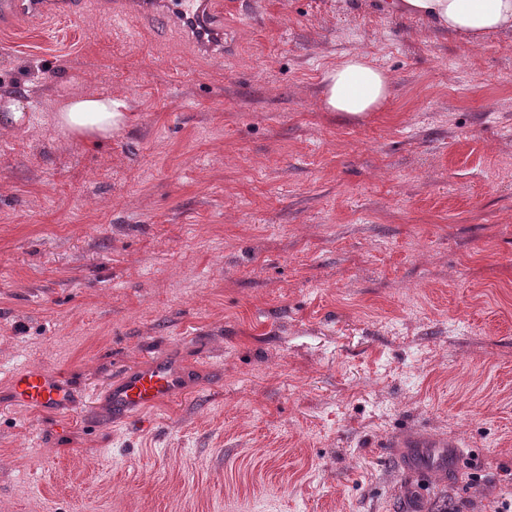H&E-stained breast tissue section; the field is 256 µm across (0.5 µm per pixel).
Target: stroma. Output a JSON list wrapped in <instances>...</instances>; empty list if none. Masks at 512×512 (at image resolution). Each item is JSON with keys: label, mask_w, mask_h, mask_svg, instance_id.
<instances>
[{"label": "stroma", "mask_w": 512, "mask_h": 512, "mask_svg": "<svg viewBox=\"0 0 512 512\" xmlns=\"http://www.w3.org/2000/svg\"><path fill=\"white\" fill-rule=\"evenodd\" d=\"M24 14L0 84V512H489L512 496V33L480 46L370 0H223V58L164 21ZM391 78L321 105L353 52ZM114 94L63 137L56 91ZM164 358L187 391L114 421ZM76 385L15 407L10 374ZM457 441L462 476L404 469ZM323 106L328 112L360 120L376 110L390 92V79L361 53L329 67L322 78ZM53 119L59 131L74 139H104L127 126L128 106L110 94H68L57 97ZM10 389L14 405L22 408L63 414L76 405L73 384L46 370L28 369L13 374Z\"/></svg>", "instance_id": "obj_1"}]
</instances>
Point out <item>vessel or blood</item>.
<instances>
[{"label": "vessel or blood", "mask_w": 512, "mask_h": 512, "mask_svg": "<svg viewBox=\"0 0 512 512\" xmlns=\"http://www.w3.org/2000/svg\"><path fill=\"white\" fill-rule=\"evenodd\" d=\"M58 2L71 20H78L85 11L84 0H0V18L18 12H41ZM215 8L214 0H115L112 19L128 33L137 15L152 13L177 24L202 51L214 53L224 48V33L213 21ZM184 381L177 366L162 361L126 372L108 390L112 409L124 417L144 412L179 393ZM10 389L15 406L59 414L71 411L77 399L71 382L46 370L28 369L13 374ZM462 459L457 443L414 441L406 462L411 469L430 474L460 470Z\"/></svg>", "instance_id": "obj_1"}]
</instances>
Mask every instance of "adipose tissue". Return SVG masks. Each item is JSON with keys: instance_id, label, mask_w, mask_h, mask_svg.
Returning a JSON list of instances; mask_svg holds the SVG:
<instances>
[{"instance_id": "obj_1", "label": "adipose tissue", "mask_w": 512, "mask_h": 512, "mask_svg": "<svg viewBox=\"0 0 512 512\" xmlns=\"http://www.w3.org/2000/svg\"><path fill=\"white\" fill-rule=\"evenodd\" d=\"M379 8L423 18L439 30L480 44L512 31V0H377ZM390 92V79L361 53L329 67L322 78L326 111L362 119ZM129 121L126 101L110 94H68L57 98L54 124L62 133L87 141L110 137Z\"/></svg>"}]
</instances>
